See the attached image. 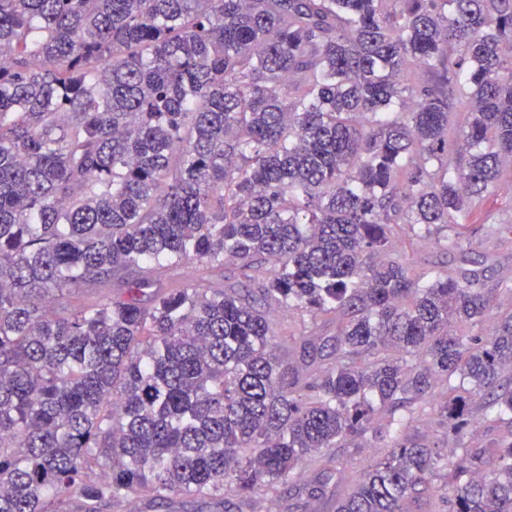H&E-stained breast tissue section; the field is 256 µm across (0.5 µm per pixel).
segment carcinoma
<instances>
[{
	"label": "carcinoma",
	"instance_id": "1",
	"mask_svg": "<svg viewBox=\"0 0 512 512\" xmlns=\"http://www.w3.org/2000/svg\"><path fill=\"white\" fill-rule=\"evenodd\" d=\"M0 55V512H512V313L395 250L512 160V0H0ZM174 506V511H171L169 506L166 509H158L155 506L144 502H137L135 507L138 510L136 512H224V506L222 505L219 509H214L210 504L189 502V499H187V503L184 502L183 507L178 503Z\"/></svg>",
	"mask_w": 512,
	"mask_h": 512
}]
</instances>
